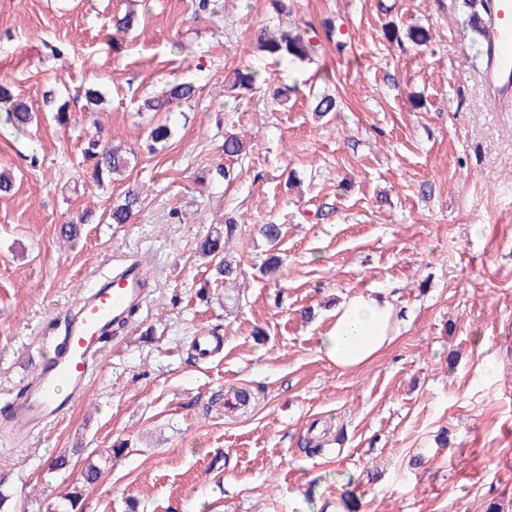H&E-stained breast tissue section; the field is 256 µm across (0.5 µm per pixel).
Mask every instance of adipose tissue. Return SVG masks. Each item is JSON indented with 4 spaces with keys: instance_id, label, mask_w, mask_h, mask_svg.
Segmentation results:
<instances>
[{
    "instance_id": "adipose-tissue-1",
    "label": "adipose tissue",
    "mask_w": 512,
    "mask_h": 512,
    "mask_svg": "<svg viewBox=\"0 0 512 512\" xmlns=\"http://www.w3.org/2000/svg\"><path fill=\"white\" fill-rule=\"evenodd\" d=\"M397 313L382 292L357 294L344 301L320 349L336 368L356 370L374 361L394 341Z\"/></svg>"
}]
</instances>
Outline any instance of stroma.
Returning <instances> with one entry per match:
<instances>
[{
	"label": "stroma",
	"instance_id": "stroma-1",
	"mask_svg": "<svg viewBox=\"0 0 512 512\" xmlns=\"http://www.w3.org/2000/svg\"><path fill=\"white\" fill-rule=\"evenodd\" d=\"M461 3L290 0L278 16L266 0H219L212 14L192 0H0V85L38 116L24 133L0 124V172L16 182L0 198V419L81 294L120 262L150 271L65 418L0 443V512H55L77 485L83 512L130 499L139 512H343L352 476L358 512H512V112L494 109ZM128 10L139 27L115 35ZM390 21L425 27L430 45L389 43ZM279 25L319 43L314 60L278 65L253 48ZM240 66L255 88L222 95ZM176 80L197 97L140 111ZM89 88L103 97L92 111ZM313 91L336 111L316 117ZM164 121L175 136L149 152ZM228 132L246 155L225 157ZM95 135L138 156L101 189L84 153ZM135 186L131 223H103ZM86 209L96 222L62 239ZM228 216L241 273L222 284L199 252ZM274 255L271 279L259 268ZM374 289L391 291L399 334L372 363L336 369L320 350L332 313ZM202 333L224 340L206 361ZM242 387L250 405L225 411ZM310 440L323 451L308 454ZM122 442L128 455L110 458Z\"/></svg>",
	"mask_w": 512,
	"mask_h": 512
}]
</instances>
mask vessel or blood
I'll list each match as a JSON object with an SVG mask.
<instances>
[{
  "label": "vessel or blood",
  "instance_id": "vessel-or-blood-1",
  "mask_svg": "<svg viewBox=\"0 0 512 512\" xmlns=\"http://www.w3.org/2000/svg\"><path fill=\"white\" fill-rule=\"evenodd\" d=\"M489 25L493 37L483 50V79L498 111L512 112V0H490ZM145 288L144 267L130 262L104 287L79 299L58 352L28 380L22 400L13 403V422L36 427L64 418L85 392L106 332L141 304Z\"/></svg>",
  "mask_w": 512,
  "mask_h": 512
}]
</instances>
